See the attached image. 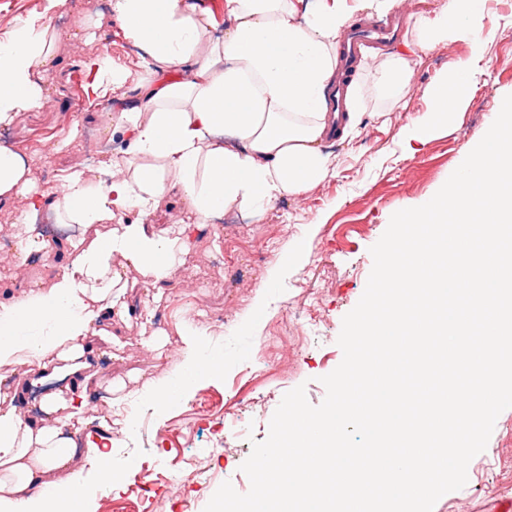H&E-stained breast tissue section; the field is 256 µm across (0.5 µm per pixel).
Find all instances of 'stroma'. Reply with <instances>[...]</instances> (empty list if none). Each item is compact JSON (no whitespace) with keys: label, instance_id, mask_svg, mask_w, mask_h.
Returning a JSON list of instances; mask_svg holds the SVG:
<instances>
[{"label":"stroma","instance_id":"stroma-1","mask_svg":"<svg viewBox=\"0 0 512 512\" xmlns=\"http://www.w3.org/2000/svg\"><path fill=\"white\" fill-rule=\"evenodd\" d=\"M486 8L494 26L484 73L446 127L424 141L404 133L431 107L426 88L468 59L470 44L449 43L415 65V90L402 107L382 99L374 83L387 46L370 47L351 76L361 109L358 133L327 143L335 176L304 200H278L262 220L226 213L192 240L183 270L165 283L160 301L143 303L141 286H133L129 319L113 318L111 340L91 337L99 366L88 386L108 385L113 396L128 397L134 424L112 449V484L84 474L88 512H204L222 483L247 493L250 481L240 466L253 442L267 437L283 395L301 386L311 404L324 400L321 379L342 360L337 339L365 291L370 247L395 212L446 182L512 94V0H487ZM84 14L88 26L74 31L71 17ZM20 18L52 25L60 39L44 74L48 104L22 113L0 141L32 160L33 186L48 194L85 157L107 160L121 147L119 135L103 129L107 107L90 92L86 61L105 53L133 69L140 51L109 0H66L61 7L53 0H0V40ZM59 266L46 258L22 268L0 263V300L48 281ZM190 324L206 330L207 350L223 354V367L177 405L140 402L147 380L178 375ZM130 457L137 461L132 473L125 467ZM191 458L201 470L192 479ZM467 475L466 485L443 495L433 512H512V408L498 416Z\"/></svg>","mask_w":512,"mask_h":512}]
</instances>
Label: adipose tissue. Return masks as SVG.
<instances>
[{"instance_id": "ef3b65f1", "label": "adipose tissue", "mask_w": 512, "mask_h": 512, "mask_svg": "<svg viewBox=\"0 0 512 512\" xmlns=\"http://www.w3.org/2000/svg\"><path fill=\"white\" fill-rule=\"evenodd\" d=\"M224 0V26L190 0H113L128 37L141 50L143 75L115 66L108 54L88 62L102 95L131 86L106 115V131L127 142L120 156L72 169L51 203L58 223L104 233L74 242L48 282L33 283L0 302V512H83V471L113 481L112 441L79 445L63 420L86 396L75 375L91 367L85 342L107 335L102 319L130 311L131 273L160 298L161 284L183 265L199 230L236 210L259 217L281 198L301 199L336 172L326 142L354 128L357 108L330 111L341 35L357 14H386L406 0ZM414 13L413 35L375 70L376 88L400 103L412 93L414 64L451 41L470 43L471 58L453 63L452 81L428 88L430 112L409 128L424 140L447 125L477 83L485 0H433ZM58 32L29 18L0 41V127L48 102L40 81ZM31 162L0 145V200L20 201L21 232L13 256L29 263L46 248L37 228L45 203L29 178ZM178 188L186 222L156 228L145 220ZM137 219H130V212ZM200 329L186 341L176 378L150 383L146 401L179 404L199 380L216 372L202 356ZM62 386L42 399L37 421L22 413V384Z\"/></svg>"}]
</instances>
